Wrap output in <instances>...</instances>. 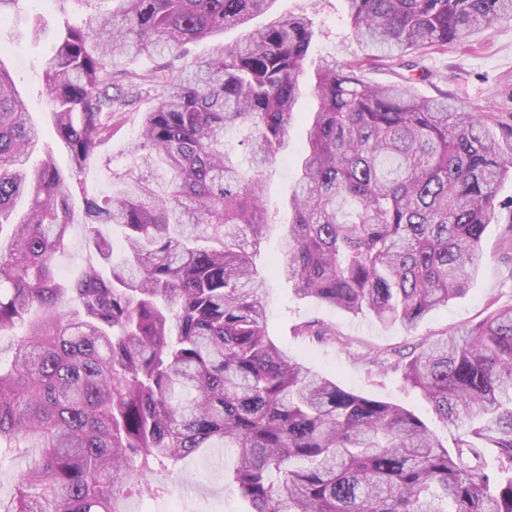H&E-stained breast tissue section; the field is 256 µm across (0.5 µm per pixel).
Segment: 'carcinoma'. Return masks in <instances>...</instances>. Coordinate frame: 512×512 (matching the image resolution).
<instances>
[{
  "mask_svg": "<svg viewBox=\"0 0 512 512\" xmlns=\"http://www.w3.org/2000/svg\"><path fill=\"white\" fill-rule=\"evenodd\" d=\"M98 2L110 8L65 22L42 61L67 169L49 151L30 164L40 135L0 62V334L12 336L0 357V469L15 487L0 512H118L129 494H168L185 457L217 447L230 450L251 512H512V305L395 364L462 430L451 447L266 333L254 263L270 226L262 176L294 121L311 21L282 17L166 77L101 197L81 176L141 95L117 66L181 59L274 0ZM348 3L357 37L389 54L469 42L512 18V0ZM315 78L273 272L302 298L412 329L463 295L482 258L512 171L497 120L420 98L408 79L372 85L334 60ZM233 130L246 132L247 171L226 148ZM79 191L85 266L64 282L56 262ZM109 224L122 229L119 257Z\"/></svg>",
  "mask_w": 512,
  "mask_h": 512,
  "instance_id": "carcinoma-1",
  "label": "carcinoma"
}]
</instances>
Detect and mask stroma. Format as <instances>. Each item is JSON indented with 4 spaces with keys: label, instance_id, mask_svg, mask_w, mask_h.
I'll list each match as a JSON object with an SVG mask.
<instances>
[{
    "label": "stroma",
    "instance_id": "obj_1",
    "mask_svg": "<svg viewBox=\"0 0 512 512\" xmlns=\"http://www.w3.org/2000/svg\"><path fill=\"white\" fill-rule=\"evenodd\" d=\"M289 14L308 17L314 37L300 77L303 90L295 105L296 120L288 130V147L263 174L272 228L255 264L265 280L267 333L289 356L315 372L366 397L403 406L443 444L452 445L457 429L443 423L419 392L404 386L400 372L377 369L372 359L382 352L401 357L425 338L464 330L494 308L512 304V254L501 247L506 229L512 224V210H501L488 226L483 260L467 293L431 312L414 329L398 323L383 326L369 313H342L296 296L288 281L273 275L272 261L278 253L282 229L291 219L288 199L294 184V158L306 140L307 116L317 104L313 94L315 66L324 57L341 64L359 60L367 51L352 28L347 0H276L272 12L258 16L254 23L261 26ZM73 17L72 10H61L59 0H19L17 10L0 22V61L11 71L33 123L41 130L44 147L61 167L68 164L67 154L59 146L52 125L40 61L52 43L54 31ZM417 63L431 77L413 81L415 94L427 98L446 94L457 104L496 113L502 121L512 123V20L481 33L475 44H453L419 56ZM158 65V60L148 57L130 62V71L142 77L141 99L136 109L116 114L112 137L99 149L100 163L82 177V186L88 192L101 196L111 193V174L104 160L121 159L127 143L139 132L143 112L163 92V85L153 75ZM311 322L334 328L337 342L320 343L301 336V328ZM179 467L180 486L188 492L185 512H248V503L229 482L230 462L223 449H205L183 459Z\"/></svg>",
    "mask_w": 512,
    "mask_h": 512
}]
</instances>
